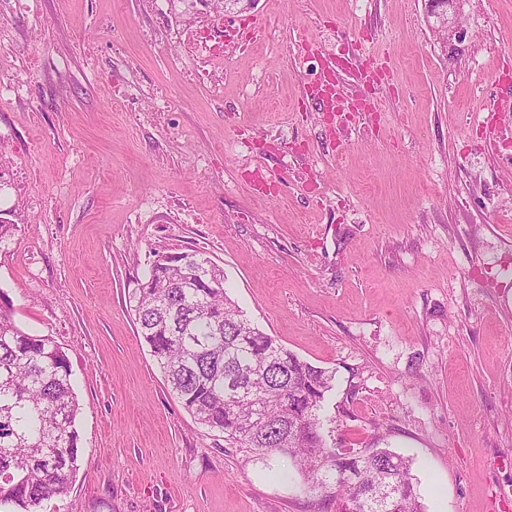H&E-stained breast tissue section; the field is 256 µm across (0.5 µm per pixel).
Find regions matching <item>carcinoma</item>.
<instances>
[{
  "label": "carcinoma",
  "mask_w": 512,
  "mask_h": 512,
  "mask_svg": "<svg viewBox=\"0 0 512 512\" xmlns=\"http://www.w3.org/2000/svg\"><path fill=\"white\" fill-rule=\"evenodd\" d=\"M156 252L132 295L138 335L169 393L195 423L268 461H286L321 494V510L423 512L411 459L385 448L341 452L322 433L332 372L251 324L224 270L195 250ZM80 404L68 358L25 332L0 301V509L40 512L79 467Z\"/></svg>",
  "instance_id": "carcinoma-1"
}]
</instances>
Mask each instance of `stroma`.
I'll return each instance as SVG.
<instances>
[{"mask_svg": "<svg viewBox=\"0 0 512 512\" xmlns=\"http://www.w3.org/2000/svg\"><path fill=\"white\" fill-rule=\"evenodd\" d=\"M255 0L224 13V92L176 62L180 0L0 14V294L66 353L83 447L42 512H319L300 479L196 424L136 331L156 252L198 251L252 323L336 372L335 447L411 457L425 512H512V0ZM260 18L265 37L234 35ZM369 117L332 130L326 58ZM132 84L141 104L115 102ZM171 109L156 112L157 96ZM263 168L272 191L246 178ZM453 3L454 0H448V2L446 0H428L429 12L442 18L439 22L433 24L435 30L446 31L448 40H462V29L459 28L455 13L451 10Z\"/></svg>", "mask_w": 512, "mask_h": 512, "instance_id": "1", "label": "stroma"}]
</instances>
